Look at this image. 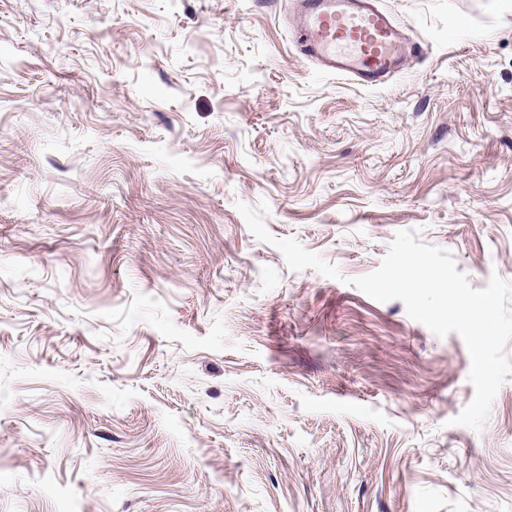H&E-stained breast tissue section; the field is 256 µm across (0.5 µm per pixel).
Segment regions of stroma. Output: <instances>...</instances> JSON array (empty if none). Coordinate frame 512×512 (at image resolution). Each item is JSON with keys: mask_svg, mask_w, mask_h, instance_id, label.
I'll list each match as a JSON object with an SVG mask.
<instances>
[{"mask_svg": "<svg viewBox=\"0 0 512 512\" xmlns=\"http://www.w3.org/2000/svg\"><path fill=\"white\" fill-rule=\"evenodd\" d=\"M382 2L367 88L290 0H0V512H512V377L453 424L462 338L349 284L512 281V0Z\"/></svg>", "mask_w": 512, "mask_h": 512, "instance_id": "stroma-1", "label": "stroma"}]
</instances>
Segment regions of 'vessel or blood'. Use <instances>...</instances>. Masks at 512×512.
Instances as JSON below:
<instances>
[{
    "instance_id": "vessel-or-blood-1",
    "label": "vessel or blood",
    "mask_w": 512,
    "mask_h": 512,
    "mask_svg": "<svg viewBox=\"0 0 512 512\" xmlns=\"http://www.w3.org/2000/svg\"><path fill=\"white\" fill-rule=\"evenodd\" d=\"M297 45L326 75L378 87L397 73L405 38L377 0H296Z\"/></svg>"
}]
</instances>
